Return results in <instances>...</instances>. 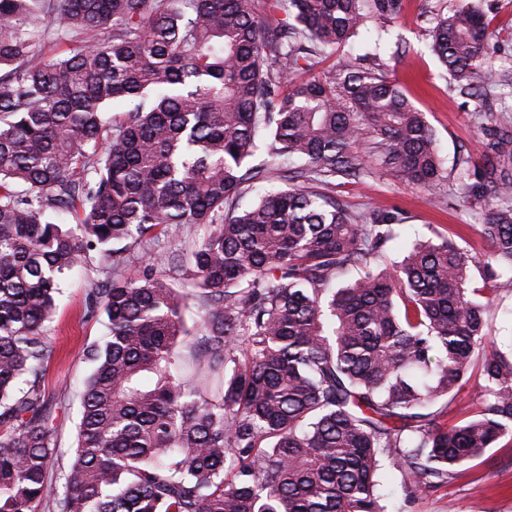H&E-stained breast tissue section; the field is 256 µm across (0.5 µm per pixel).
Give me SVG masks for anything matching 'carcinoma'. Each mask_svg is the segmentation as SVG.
Wrapping results in <instances>:
<instances>
[{"mask_svg": "<svg viewBox=\"0 0 512 512\" xmlns=\"http://www.w3.org/2000/svg\"><path fill=\"white\" fill-rule=\"evenodd\" d=\"M256 2L0 0V512H386L383 462L412 497L512 435V347L493 345L474 299L512 290V128L478 112L476 181L470 156L454 167L465 201L503 203L479 225L484 287L446 235L384 267L401 218L351 211L336 183L390 174L436 194L435 133L382 65L347 54L313 70L402 0H275V26ZM40 18L69 54L33 53ZM495 38L474 4L436 20L431 50L459 94L490 99ZM118 100L133 105L106 119ZM260 149L284 186L242 210L270 178ZM195 224L213 230L126 275L135 247ZM87 246L112 266L92 290L109 335L85 351L61 494L41 328ZM179 280L203 307L204 387L177 375ZM475 370L483 398L450 428L433 407Z\"/></svg>", "mask_w": 512, "mask_h": 512, "instance_id": "obj_1", "label": "carcinoma"}]
</instances>
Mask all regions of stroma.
<instances>
[{
	"instance_id": "35a3bbf8",
	"label": "stroma",
	"mask_w": 512,
	"mask_h": 512,
	"mask_svg": "<svg viewBox=\"0 0 512 512\" xmlns=\"http://www.w3.org/2000/svg\"><path fill=\"white\" fill-rule=\"evenodd\" d=\"M468 0H402L400 14L392 20L367 23L358 35L343 45L346 53L378 56L391 76L401 83L414 104L426 114L433 127L444 168H452L458 155H470L482 164V132L475 119V104L451 85L444 67L431 53L430 31L436 20ZM499 34L501 52L494 57L498 78L496 120L512 126V0H475ZM456 181L444 182L436 195L388 175L368 183L336 188L338 199L356 212L370 209L396 210L404 220L394 228L396 238L388 261L399 260L405 244L435 237L438 232L466 225L459 247L476 257L488 245L475 227L484 223L486 207L464 203ZM105 278L99 258L63 274L55 296L56 313L42 331L47 355L40 366V386L45 406L53 419L54 444L58 456L49 470L53 483L62 474L76 446L80 395L94 365L84 351L99 343L108 332L103 309H91L90 285ZM486 462L460 468L448 484L414 498H406L401 475L386 466L380 471L379 491L388 512H512V436L490 448Z\"/></svg>"
}]
</instances>
